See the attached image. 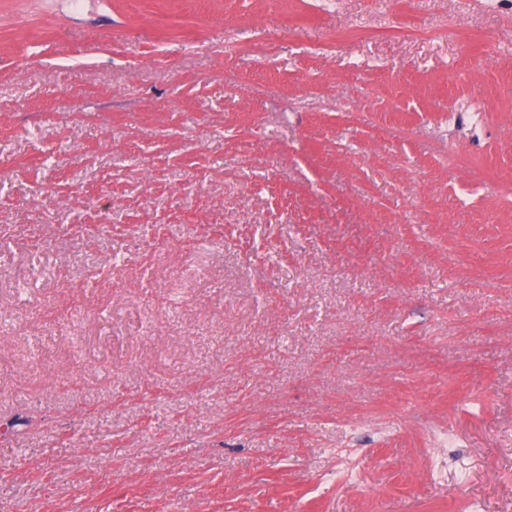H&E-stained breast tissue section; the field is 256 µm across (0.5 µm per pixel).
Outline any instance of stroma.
Listing matches in <instances>:
<instances>
[{
	"instance_id": "1",
	"label": "stroma",
	"mask_w": 512,
	"mask_h": 512,
	"mask_svg": "<svg viewBox=\"0 0 512 512\" xmlns=\"http://www.w3.org/2000/svg\"><path fill=\"white\" fill-rule=\"evenodd\" d=\"M0 512H512V0H0Z\"/></svg>"
}]
</instances>
